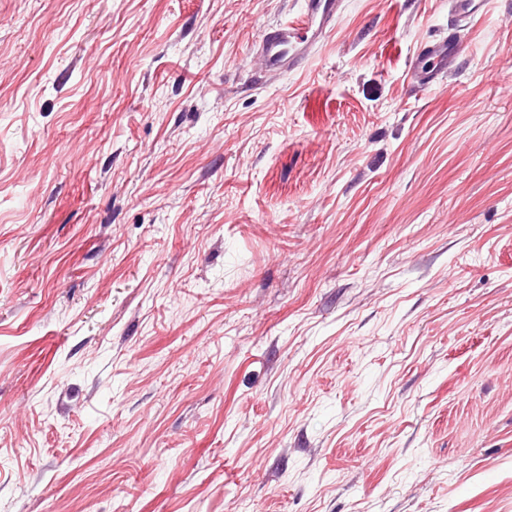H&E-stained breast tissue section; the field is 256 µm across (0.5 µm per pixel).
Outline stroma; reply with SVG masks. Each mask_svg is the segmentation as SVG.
<instances>
[{
  "label": "stroma",
  "mask_w": 512,
  "mask_h": 512,
  "mask_svg": "<svg viewBox=\"0 0 512 512\" xmlns=\"http://www.w3.org/2000/svg\"><path fill=\"white\" fill-rule=\"evenodd\" d=\"M0 0V512H512V0ZM345 0H301L298 16L266 28L256 47L265 73L303 69L318 46L333 31ZM448 35L422 44L410 69L413 85L424 90L449 76L467 53L466 23L478 15L484 0H449Z\"/></svg>",
  "instance_id": "stroma-1"
}]
</instances>
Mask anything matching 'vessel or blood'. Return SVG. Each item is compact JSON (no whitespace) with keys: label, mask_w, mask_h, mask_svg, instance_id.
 Wrapping results in <instances>:
<instances>
[{"label":"vessel or blood","mask_w":512,"mask_h":512,"mask_svg":"<svg viewBox=\"0 0 512 512\" xmlns=\"http://www.w3.org/2000/svg\"><path fill=\"white\" fill-rule=\"evenodd\" d=\"M448 33L422 44L410 69L413 85L420 90L449 76L468 50L467 23L478 15L484 0H448ZM345 0H301L298 16L285 24L266 28L256 47L261 69L286 73L303 69L318 46L333 31Z\"/></svg>","instance_id":"vessel-or-blood-1"}]
</instances>
